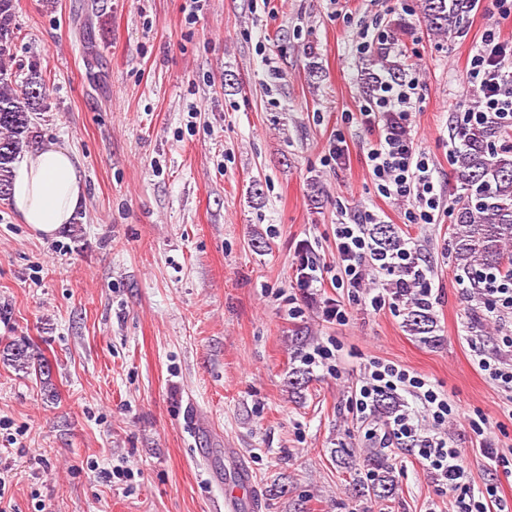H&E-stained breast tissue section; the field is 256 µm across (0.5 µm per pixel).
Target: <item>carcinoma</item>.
Here are the masks:
<instances>
[{
    "instance_id": "cac0c4a2",
    "label": "carcinoma",
    "mask_w": 512,
    "mask_h": 512,
    "mask_svg": "<svg viewBox=\"0 0 512 512\" xmlns=\"http://www.w3.org/2000/svg\"><path fill=\"white\" fill-rule=\"evenodd\" d=\"M477 0H421L420 18L435 36L462 32L463 23ZM18 0H0V200L9 196L13 166L34 145V118L46 108L47 87L37 62L25 66L16 60ZM365 77V94L384 78L403 76L402 62L389 59L377 48ZM452 152L454 178V264L468 280L470 297L479 298L485 288L484 274L512 275V127L492 112L479 122L462 128ZM374 249L396 254L405 240L392 224L368 228ZM404 327L424 342L434 339L431 306L418 299L407 301ZM0 359L35 376L46 392H52V364L35 350L34 343L20 337L7 341ZM335 457L354 467L353 485L362 497L381 504L395 494L392 466L382 448H369L356 455L354 448H337Z\"/></svg>"
}]
</instances>
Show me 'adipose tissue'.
<instances>
[{"mask_svg": "<svg viewBox=\"0 0 512 512\" xmlns=\"http://www.w3.org/2000/svg\"><path fill=\"white\" fill-rule=\"evenodd\" d=\"M83 190L78 156L47 139L33 145L15 167L9 201L33 233L52 238L73 221Z\"/></svg>", "mask_w": 512, "mask_h": 512, "instance_id": "adipose-tissue-1", "label": "adipose tissue"}]
</instances>
